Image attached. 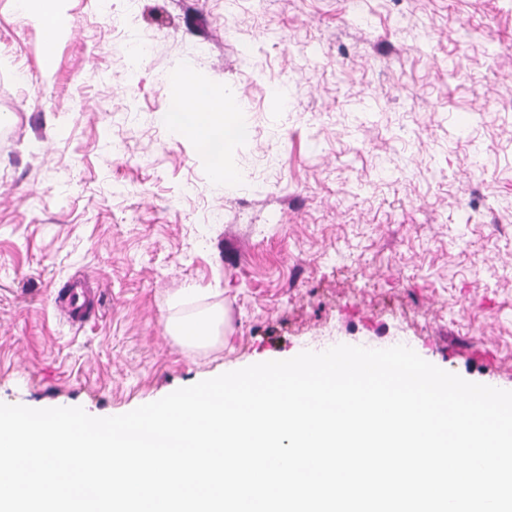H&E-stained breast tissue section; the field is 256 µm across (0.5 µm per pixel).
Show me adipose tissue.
Masks as SVG:
<instances>
[{
  "label": "adipose tissue",
  "instance_id": "adipose-tissue-1",
  "mask_svg": "<svg viewBox=\"0 0 512 512\" xmlns=\"http://www.w3.org/2000/svg\"><path fill=\"white\" fill-rule=\"evenodd\" d=\"M17 7L34 18L48 44H55L66 30L62 0H17ZM186 93L211 100V107L197 110L185 101H177L163 114L164 123L194 143L198 153L206 158L216 187L234 186L235 173L227 164L226 148L249 135L243 120L244 105L228 92L213 95L207 84L195 78L187 84ZM222 321V311L214 310L170 325L169 330L187 347H206L214 343Z\"/></svg>",
  "mask_w": 512,
  "mask_h": 512
}]
</instances>
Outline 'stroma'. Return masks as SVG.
<instances>
[{"instance_id": "1", "label": "stroma", "mask_w": 512, "mask_h": 512, "mask_svg": "<svg viewBox=\"0 0 512 512\" xmlns=\"http://www.w3.org/2000/svg\"><path fill=\"white\" fill-rule=\"evenodd\" d=\"M64 11L47 72L0 0V402L115 416L339 344L512 390V0ZM117 26L151 36L138 67ZM183 61L248 105L223 192L162 120ZM78 275L98 304L73 325L56 297ZM212 310L210 347L166 330Z\"/></svg>"}]
</instances>
